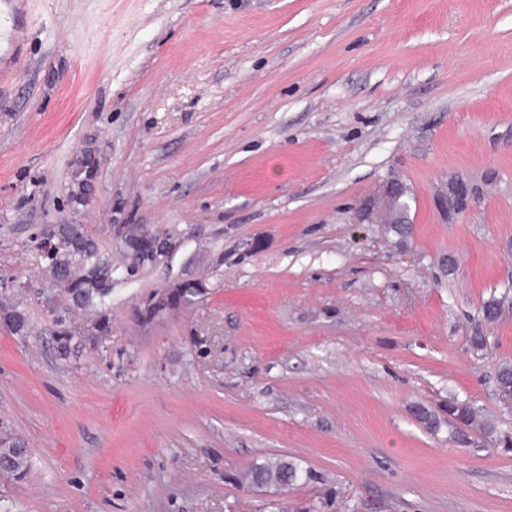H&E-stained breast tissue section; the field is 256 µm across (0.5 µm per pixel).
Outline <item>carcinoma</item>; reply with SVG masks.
<instances>
[{"label":"carcinoma","instance_id":"1","mask_svg":"<svg viewBox=\"0 0 512 512\" xmlns=\"http://www.w3.org/2000/svg\"><path fill=\"white\" fill-rule=\"evenodd\" d=\"M62 239L65 248L51 249L45 254L47 269L56 278L55 285L64 290L68 305L77 309H92L96 312L97 334L90 339L92 345L109 336L111 332L110 304L107 289L112 287V275L117 268L112 266V258L100 252L93 241L84 235L80 224L62 225ZM124 249L135 259L134 270L153 266L166 255L161 244L151 234V230L139 224L128 226ZM207 284L205 280L191 279L176 282L161 292L147 294L156 302L154 306L142 305L139 316L148 320L159 312L177 306L186 305L203 294ZM9 322L7 329L14 336L26 337L30 334V321L26 312L17 305L0 303ZM54 339L60 356L65 357L71 348L74 334L61 318L55 320ZM448 421L455 426L456 441L461 446H474L485 438H493L496 445L512 448V433L499 432L495 425L471 403L457 399L448 400L445 409ZM412 414L420 423L430 429L438 424L437 414L425 405L413 407ZM31 450L20 445L19 441L7 435L0 437V476L13 480L24 479L30 469ZM308 477L301 464L290 458H277L261 463H253L241 475V482L258 489H284L301 478Z\"/></svg>","mask_w":512,"mask_h":512}]
</instances>
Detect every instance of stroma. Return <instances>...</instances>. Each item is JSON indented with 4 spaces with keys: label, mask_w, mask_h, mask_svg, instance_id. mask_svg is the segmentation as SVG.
<instances>
[{
    "label": "stroma",
    "mask_w": 512,
    "mask_h": 512,
    "mask_svg": "<svg viewBox=\"0 0 512 512\" xmlns=\"http://www.w3.org/2000/svg\"><path fill=\"white\" fill-rule=\"evenodd\" d=\"M0 432L31 450L0 512H512V450L410 413L454 397L512 430V0H0ZM406 186L398 244L364 204ZM471 191L449 217V183ZM119 259L112 332L68 359L40 231ZM205 279L142 322L143 296ZM504 299L500 317L481 309ZM487 338L482 352L470 339ZM309 478L241 486L253 462ZM155 233L160 241H164L168 244V250H170L172 248V242L170 239H167V234L161 230H156ZM157 238L151 234L149 228L139 224L128 226L123 244L125 251L127 250V254L135 259L134 271L153 266L166 255V252L163 251ZM1 310H4L10 322L4 323L9 332L14 336L26 337L30 334V321L26 312L17 305L11 303H0Z\"/></svg>",
    "instance_id": "obj_1"
}]
</instances>
